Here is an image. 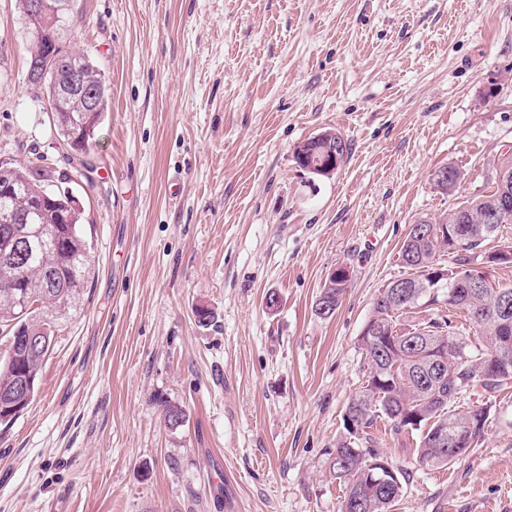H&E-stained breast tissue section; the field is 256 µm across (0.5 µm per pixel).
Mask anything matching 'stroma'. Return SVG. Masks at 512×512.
<instances>
[{
    "label": "stroma",
    "instance_id": "1",
    "mask_svg": "<svg viewBox=\"0 0 512 512\" xmlns=\"http://www.w3.org/2000/svg\"><path fill=\"white\" fill-rule=\"evenodd\" d=\"M75 16L110 94L95 185L68 184L94 275L0 434V512H340L331 453L373 300L406 276L411 225L485 192L512 149V0H76ZM28 44L0 0V159L60 169ZM329 128L346 163L303 171L296 147ZM448 164L444 193L430 175ZM465 402L490 404L485 435L442 468L418 463L420 431L371 428L408 474L395 512H512V383ZM342 267H339L336 269V279H335V273L334 276H331L330 279H328L323 287L320 290V293L318 295V299L316 300L315 304V311L318 315L319 311L318 308L321 304V302H332L336 309L340 306L342 298L348 288V278H342L338 271L342 270ZM334 284L335 286L329 287V284ZM322 298V299H321ZM324 300V301H320ZM320 302V303H319Z\"/></svg>",
    "mask_w": 512,
    "mask_h": 512
}]
</instances>
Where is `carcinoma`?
Masks as SVG:
<instances>
[{
  "instance_id": "carcinoma-1",
  "label": "carcinoma",
  "mask_w": 512,
  "mask_h": 512,
  "mask_svg": "<svg viewBox=\"0 0 512 512\" xmlns=\"http://www.w3.org/2000/svg\"><path fill=\"white\" fill-rule=\"evenodd\" d=\"M60 57L66 69L79 67L86 71L91 87L99 90V111L88 116L73 102L60 100L53 103V126L62 140L73 141V149L79 154L77 162L86 171H93L91 156L96 145V129L104 119L107 107L108 87L100 82L101 73L89 55L81 50L62 45ZM66 69L58 72V78L66 75ZM333 131L324 132V138L306 141L297 147L305 154L307 162H300L301 169L307 163L326 155V138ZM60 172L32 161H9L0 171V211L14 209L23 211L34 200H42L39 220L35 224L0 223V279L15 255L9 240L14 232H20L31 242L26 258L19 261L26 287L31 297L30 309L20 314L10 295L0 287V334L10 337L15 332L44 329L37 335V351L34 358L16 359V366L8 363V350L0 349V426L8 428L33 403L37 390H31L24 398L15 393L14 387L22 376L39 382L40 369L54 336L51 326L79 298L91 277V244L86 236L83 214L69 213L64 225V242L56 245L44 233L47 226H57L59 213L66 211L62 202L67 195H47L46 185L59 180ZM500 209L499 185L492 186L487 193L476 195L461 202L453 213L436 223L414 225L406 235L399 257L405 268L411 270L409 281H418L425 276L437 277L446 285V294L452 295L448 276L455 269L472 263L483 252L488 241L494 239L503 224H512V208L501 213L497 223L482 224V217L492 210ZM448 253L451 265L439 266L438 257ZM53 271L58 286L46 285L48 271ZM348 288V279L330 277L323 285L318 298L332 302L338 307ZM391 289L383 287L374 299L370 319L380 327V333L361 339L365 351L367 370L362 386L349 401L345 414L351 416L355 427H347L350 434L368 436L367 429L377 420H384L391 432L398 434L411 428L422 430L417 448L419 462L432 466H447L465 455L483 437L490 416V406H470L460 410L454 407L459 395L475 386L492 393L512 380V351L509 352V374L481 382L485 364L498 358L500 350L497 336L501 329L500 304L504 296L512 298V286L494 287L485 285L474 289V295L465 294L447 300L448 313L438 314L422 322L403 327L400 317L415 308H423L438 302L439 295L431 290L417 289L413 300L394 299ZM463 312L475 328L480 342L474 343L460 330L452 319V313ZM442 342L450 349L462 344L464 354H450L444 372H434L429 352L430 341ZM472 422V433L458 441L448 439L444 445L439 433L450 429L454 422ZM331 468L336 478L344 485L341 512H393V508L404 496L406 473L394 468L388 459L372 448H362L356 441H342L332 452ZM374 477L386 476L381 483H372L368 472Z\"/></svg>"
}]
</instances>
